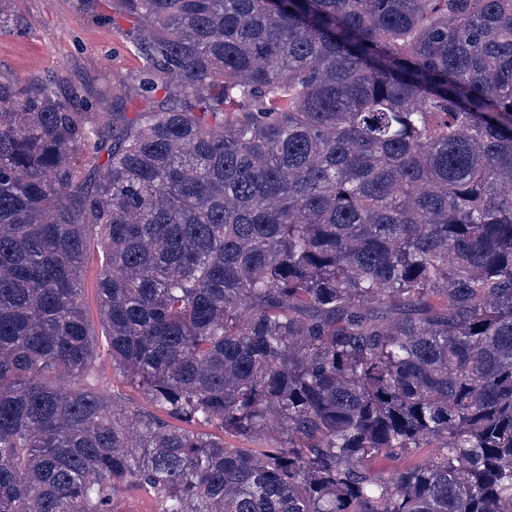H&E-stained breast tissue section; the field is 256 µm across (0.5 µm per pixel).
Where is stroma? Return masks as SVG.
Here are the masks:
<instances>
[{
    "label": "stroma",
    "instance_id": "35a3bbf8",
    "mask_svg": "<svg viewBox=\"0 0 512 512\" xmlns=\"http://www.w3.org/2000/svg\"><path fill=\"white\" fill-rule=\"evenodd\" d=\"M107 13L104 7L89 9L84 0H16L13 22L0 31V74L26 81L58 76L59 95L94 102L101 112L146 109L138 90L142 59L124 38L126 22L108 21ZM101 264L100 248L91 246L82 282L86 318L96 335V359L85 382L132 411L164 419V412L112 369L96 292Z\"/></svg>",
    "mask_w": 512,
    "mask_h": 512
}]
</instances>
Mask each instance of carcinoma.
Wrapping results in <instances>:
<instances>
[{"label": "carcinoma", "instance_id": "obj_1", "mask_svg": "<svg viewBox=\"0 0 512 512\" xmlns=\"http://www.w3.org/2000/svg\"><path fill=\"white\" fill-rule=\"evenodd\" d=\"M114 2L148 109L0 74V512H512V0ZM91 228L112 368L220 434L79 385ZM114 508L117 512H153L155 501L144 490L127 486L117 494Z\"/></svg>", "mask_w": 512, "mask_h": 512}]
</instances>
